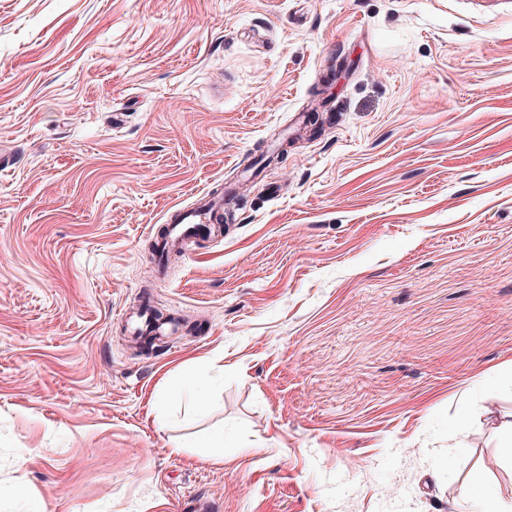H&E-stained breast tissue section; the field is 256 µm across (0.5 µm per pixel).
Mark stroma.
Here are the masks:
<instances>
[{"mask_svg":"<svg viewBox=\"0 0 512 512\" xmlns=\"http://www.w3.org/2000/svg\"><path fill=\"white\" fill-rule=\"evenodd\" d=\"M511 420L512 0H0V512L511 503ZM209 193L203 194L201 204L192 210L177 209L173 212L168 221L171 225L169 232L158 243L159 258L163 257L171 248L179 242V240L188 234L198 235L202 231L210 232V224L219 222L222 217L220 207L224 206V202L220 197L217 199L209 198ZM127 331L131 336L139 339L144 336H169L175 333V326L156 320L149 303L143 301L137 315L134 318H128ZM471 504L477 505V508L481 509L480 512H510L505 510L508 508L506 504L501 503L498 498L490 495L479 485L470 487L465 491L459 511H473L469 508Z\"/></svg>","mask_w":512,"mask_h":512,"instance_id":"obj_1","label":"stroma"}]
</instances>
